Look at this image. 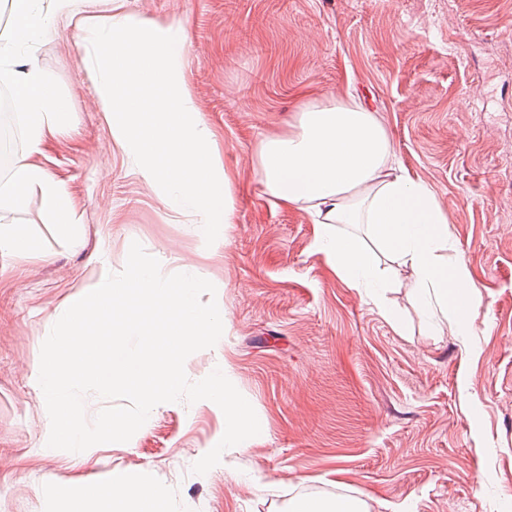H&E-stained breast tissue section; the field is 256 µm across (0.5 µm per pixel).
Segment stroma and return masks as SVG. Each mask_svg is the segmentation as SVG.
<instances>
[{"label":"stroma","instance_id":"obj_1","mask_svg":"<svg viewBox=\"0 0 512 512\" xmlns=\"http://www.w3.org/2000/svg\"><path fill=\"white\" fill-rule=\"evenodd\" d=\"M124 12L181 25L195 104L237 185L233 223L174 219L129 173L98 104L81 38L20 46L73 127L46 165L76 214L72 245L38 196L13 216L39 249L0 257V512H66L82 487L122 470L153 487L161 512H289L341 497L362 512H503L512 501V62L500 45L512 0H122ZM382 120L397 163L448 213L480 300L472 331L429 333L410 273L384 317L314 247L315 226L262 193L257 149L301 99L343 91ZM163 274L216 287L223 334L192 354L196 382L221 370L261 432L219 465H192L220 440L212 401L163 403L90 462L47 445L41 346L93 266L122 271L132 242ZM55 488V495L42 491Z\"/></svg>","mask_w":512,"mask_h":512}]
</instances>
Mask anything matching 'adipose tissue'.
Here are the masks:
<instances>
[{
    "label": "adipose tissue",
    "mask_w": 512,
    "mask_h": 512,
    "mask_svg": "<svg viewBox=\"0 0 512 512\" xmlns=\"http://www.w3.org/2000/svg\"><path fill=\"white\" fill-rule=\"evenodd\" d=\"M41 2L10 0V28L0 35V84L12 88L28 133L9 181L0 183V255L25 257L38 249L10 218L31 191L55 224H73L63 182L41 162L47 141L68 129L70 117L38 65L16 55L18 46L56 35ZM52 3L81 33L112 142L131 157L143 185L162 190L168 208L191 223H232L235 180L189 90L182 28L128 13L83 14L74 0ZM257 155L264 193L274 204L312 215L316 249L350 287L380 297L391 285L382 263L391 261L410 270L419 313L431 329L445 316L472 330L479 304L454 257L448 214L427 184L397 171L393 139L373 112L344 94L303 101L292 128L262 140ZM343 224L366 230L343 233ZM153 496L148 485L115 473L73 498L68 512H89L99 501L126 512L127 504Z\"/></svg>",
    "instance_id": "ef3b65f1"
}]
</instances>
